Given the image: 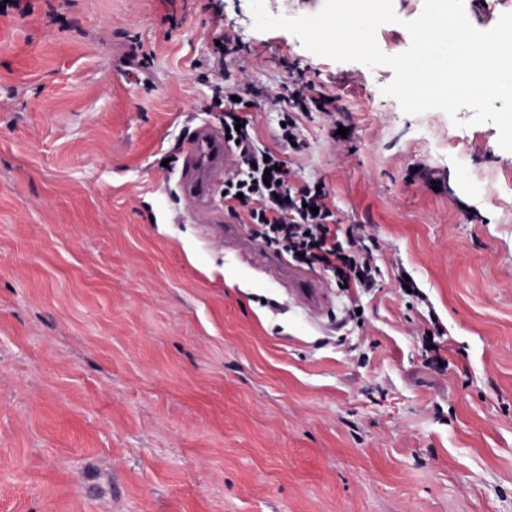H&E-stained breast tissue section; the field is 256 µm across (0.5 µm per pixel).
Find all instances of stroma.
<instances>
[{"instance_id":"35a3bbf8","label":"stroma","mask_w":512,"mask_h":512,"mask_svg":"<svg viewBox=\"0 0 512 512\" xmlns=\"http://www.w3.org/2000/svg\"><path fill=\"white\" fill-rule=\"evenodd\" d=\"M393 7L388 55L423 0ZM223 28L249 50L217 70ZM290 61L333 104L288 166L381 269L318 319L183 219L161 164L211 83ZM393 77L256 30L249 0L0 17V512H512V151L468 108L389 111Z\"/></svg>"}]
</instances>
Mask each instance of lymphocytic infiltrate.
Returning <instances> with one entry per match:
<instances>
[{"label":"lymphocytic infiltrate","instance_id":"lymphocytic-infiltrate-1","mask_svg":"<svg viewBox=\"0 0 512 512\" xmlns=\"http://www.w3.org/2000/svg\"><path fill=\"white\" fill-rule=\"evenodd\" d=\"M328 98L316 91L304 73H297L276 92L231 81L211 84L203 109L218 112L241 153L240 169L224 182V204L245 223L254 225L261 243L332 275L338 287L367 291L381 270L372 250L355 243L353 228H341L327 190L310 183L295 187L284 151L303 149L301 118L310 116ZM261 105L279 121L273 129L274 147L258 141L249 123H238L239 109Z\"/></svg>","mask_w":512,"mask_h":512}]
</instances>
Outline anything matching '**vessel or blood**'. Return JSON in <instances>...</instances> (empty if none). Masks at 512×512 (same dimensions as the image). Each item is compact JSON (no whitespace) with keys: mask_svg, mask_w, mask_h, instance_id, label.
I'll return each mask as SVG.
<instances>
[{"mask_svg":"<svg viewBox=\"0 0 512 512\" xmlns=\"http://www.w3.org/2000/svg\"><path fill=\"white\" fill-rule=\"evenodd\" d=\"M238 164L231 144L225 142L222 128L207 122L195 125L190 133L176 181V192L184 211L200 224L219 221L222 209L215 190ZM225 245L247 253L253 266L263 268L273 278H287L292 292L310 310H318L324 300L326 284L314 274L292 267L283 255L258 247L243 237L236 225L224 228Z\"/></svg>","mask_w":512,"mask_h":512,"instance_id":"obj_1","label":"vessel or blood"}]
</instances>
